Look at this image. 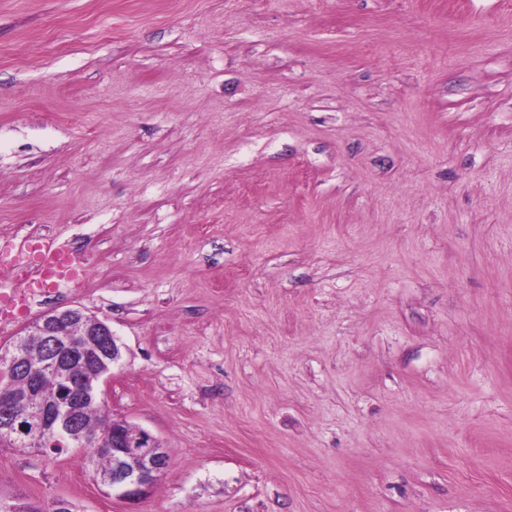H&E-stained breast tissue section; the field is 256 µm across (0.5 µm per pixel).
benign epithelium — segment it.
Listing matches in <instances>:
<instances>
[{
  "label": "benign epithelium",
  "instance_id": "obj_1",
  "mask_svg": "<svg viewBox=\"0 0 512 512\" xmlns=\"http://www.w3.org/2000/svg\"><path fill=\"white\" fill-rule=\"evenodd\" d=\"M39 336L52 350L50 359L33 365L27 355V337ZM99 337L108 340L112 363L121 358V347L112 328L79 308L54 309L44 314L14 342L9 356L0 359V378L17 390L16 400L0 407V435L20 446L36 448L47 437L73 433L79 415L104 403L111 383L109 368L94 367L75 379L77 353ZM57 372L63 382L60 397L45 401L38 384L40 369ZM94 440L111 456L112 470L103 479L109 495L122 501L147 496L168 463L161 442L149 433L128 431L125 421L108 419L94 432H81L80 441Z\"/></svg>",
  "mask_w": 512,
  "mask_h": 512
}]
</instances>
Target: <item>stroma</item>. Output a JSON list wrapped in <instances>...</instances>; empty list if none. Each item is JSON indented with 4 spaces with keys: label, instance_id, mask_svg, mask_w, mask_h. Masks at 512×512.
<instances>
[{
    "label": "stroma",
    "instance_id": "obj_1",
    "mask_svg": "<svg viewBox=\"0 0 512 512\" xmlns=\"http://www.w3.org/2000/svg\"><path fill=\"white\" fill-rule=\"evenodd\" d=\"M87 275L150 495L77 512H512V0H0V243Z\"/></svg>",
    "mask_w": 512,
    "mask_h": 512
}]
</instances>
